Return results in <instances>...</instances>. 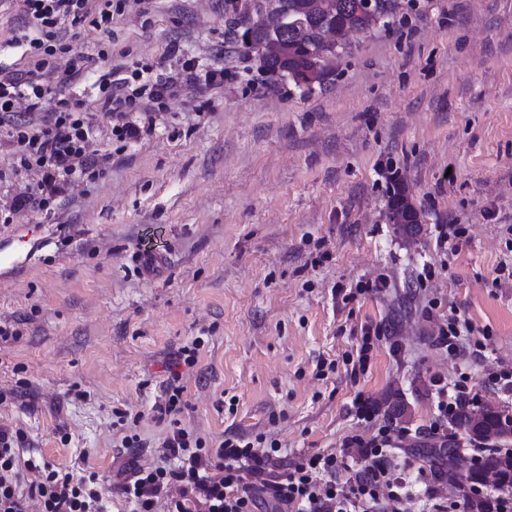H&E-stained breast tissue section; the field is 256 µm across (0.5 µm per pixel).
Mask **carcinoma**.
<instances>
[{
  "instance_id": "cac0c4a2",
  "label": "carcinoma",
  "mask_w": 512,
  "mask_h": 512,
  "mask_svg": "<svg viewBox=\"0 0 512 512\" xmlns=\"http://www.w3.org/2000/svg\"><path fill=\"white\" fill-rule=\"evenodd\" d=\"M265 2L273 8L274 14L288 23V30L273 32L259 19L244 32V45L257 51L274 43V51L258 54L263 69L288 76L298 85L323 84L328 75L326 64L345 49L343 44L334 46L324 41V34L333 26L339 30L359 21L356 16L358 0H336L334 15L314 12L310 8L311 0ZM398 8V0H374L375 16L383 23L393 17ZM391 214L399 233L414 235L419 231V215L400 189L393 192ZM448 428V438L427 436L404 449V452L424 460L432 480L445 481L460 492L469 489L472 483L485 481L489 473L497 477L498 488L512 487L511 460L491 452L480 466L463 470L458 466L460 454L456 442L457 435L462 433L471 440L495 443L500 437L512 434V415L489 403L475 405L465 401L458 412L448 419Z\"/></svg>"
}]
</instances>
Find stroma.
<instances>
[{
  "mask_svg": "<svg viewBox=\"0 0 512 512\" xmlns=\"http://www.w3.org/2000/svg\"><path fill=\"white\" fill-rule=\"evenodd\" d=\"M253 18L247 0H117L108 28L65 27L74 53L59 69L75 79L14 119L38 126L79 98L109 160L0 223V251L26 257L0 268V425L62 468L89 452L109 476L124 463L118 421L134 418L153 459L169 425L151 408L195 342L180 427L209 444L265 434L284 470L345 453L342 484L364 464L344 441L376 435L381 401L401 396L396 460L415 494L399 509L434 512L428 467L404 452L435 420L434 381L468 376L479 402L512 412L493 381L512 370V0H412L309 88L244 47ZM23 26L16 0H0L1 67L25 65ZM174 44L198 69L225 68L223 89L182 85L148 135L113 136L99 75H174ZM6 138L4 210L39 190ZM396 180L420 215L410 237L390 219ZM439 224L466 227L455 250L437 246ZM147 247L168 259L160 279L136 263ZM380 277L387 288L371 289ZM450 315L469 326L453 354L436 341ZM369 328L380 335L357 371Z\"/></svg>",
  "mask_w": 512,
  "mask_h": 512,
  "instance_id": "obj_1",
  "label": "stroma"
}]
</instances>
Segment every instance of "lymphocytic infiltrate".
<instances>
[{
	"label": "lymphocytic infiltrate",
	"instance_id": "1",
	"mask_svg": "<svg viewBox=\"0 0 512 512\" xmlns=\"http://www.w3.org/2000/svg\"><path fill=\"white\" fill-rule=\"evenodd\" d=\"M24 21L34 31L27 37L28 65L22 70L0 68V124L11 122L16 101L37 112L54 85L60 84L55 59L72 52L61 34L62 24L112 21V0H20ZM142 71L103 74L108 93L103 109L112 119V133L136 139L152 124L156 104L173 96L182 82L204 89L224 86V71L212 68L198 75L192 61L165 81L143 82ZM78 99L63 98L46 123L33 127L12 124L10 143L20 168H35L48 196L64 190L65 177L90 175L102 165L90 150L91 124ZM26 441L22 430L0 427V512H109L113 497L131 505V512H382L384 502L409 495L408 485L391 460L395 442L389 428L365 439L355 435L345 445L357 449L366 473L338 486L331 476L343 459L318 454L295 463L286 474L276 471L277 443L229 436L206 445L181 427H173L157 459L141 462L139 435L124 436L127 460L113 483H103L89 454H82L80 473L55 466L46 458L21 459Z\"/></svg>",
	"mask_w": 512,
	"mask_h": 512
}]
</instances>
